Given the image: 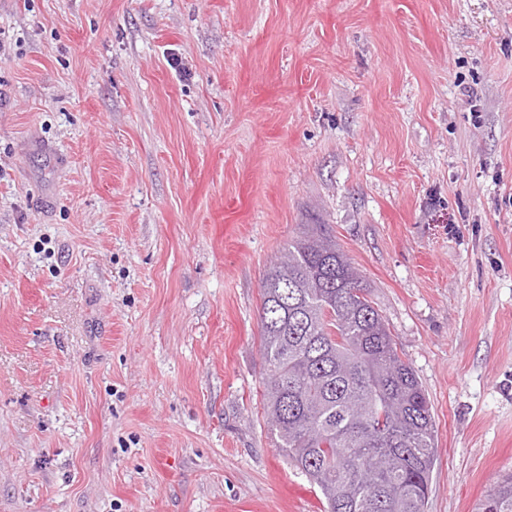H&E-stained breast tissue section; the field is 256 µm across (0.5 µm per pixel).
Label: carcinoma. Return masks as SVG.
Returning <instances> with one entry per match:
<instances>
[{
    "label": "carcinoma",
    "instance_id": "1",
    "mask_svg": "<svg viewBox=\"0 0 512 512\" xmlns=\"http://www.w3.org/2000/svg\"><path fill=\"white\" fill-rule=\"evenodd\" d=\"M263 408L322 512H425L432 405L359 270L324 224L288 242L262 282ZM477 512H512V474Z\"/></svg>",
    "mask_w": 512,
    "mask_h": 512
}]
</instances>
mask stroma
I'll list each match as a JSON object with an SVG mask.
<instances>
[{"label": "stroma", "mask_w": 512, "mask_h": 512, "mask_svg": "<svg viewBox=\"0 0 512 512\" xmlns=\"http://www.w3.org/2000/svg\"><path fill=\"white\" fill-rule=\"evenodd\" d=\"M0 512H320L265 421L305 225L435 415L427 512L512 472V0H0Z\"/></svg>", "instance_id": "stroma-1"}]
</instances>
